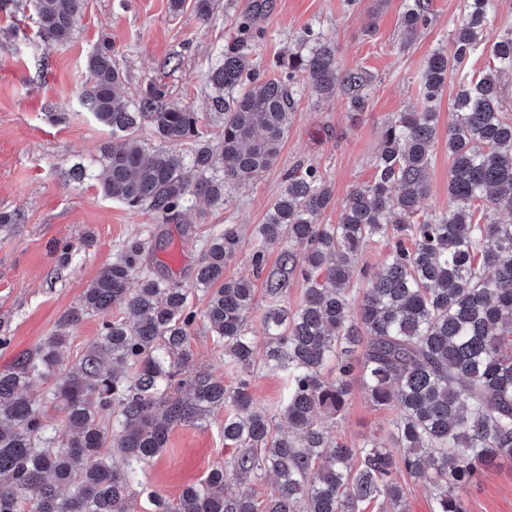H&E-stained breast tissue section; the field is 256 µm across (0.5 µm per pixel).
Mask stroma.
I'll use <instances>...</instances> for the list:
<instances>
[{
	"instance_id": "stroma-1",
	"label": "stroma",
	"mask_w": 512,
	"mask_h": 512,
	"mask_svg": "<svg viewBox=\"0 0 512 512\" xmlns=\"http://www.w3.org/2000/svg\"><path fill=\"white\" fill-rule=\"evenodd\" d=\"M406 0H277L262 19L263 35L252 48L260 69H272L296 48V38L335 44L339 64L361 69L371 79L369 108L351 112L342 97L300 96L293 124L275 164L250 186L234 191L221 206L189 213L184 224H162L148 210L106 198L100 189V147L110 130L85 108V58L104 39L124 77L129 98L150 82L164 80L168 102L207 109L205 75L221 58L234 34L245 0H221L213 19L201 22L192 4L172 13L169 0H82L73 38L62 48H46L36 34L33 13L20 8L0 16V211L17 212L21 223L0 230V369L47 339L65 311L77 305L101 268L131 244L141 243L144 260L161 277L191 285L192 271L206 240L224 225H237L243 243L228 261L226 277H249L251 234L285 186L288 170L318 167L332 188L321 223H337L354 187L374 179L375 156L385 124L422 104L420 69L436 49L450 47L464 0H430L427 26L407 38L401 24ZM27 39L15 38L16 30ZM456 79H449L437 106L438 139L431 155L425 213L448 207V127L455 120ZM86 171L71 181L73 166ZM72 245L68 264L57 261V241ZM207 297L197 292V317L190 348L197 368L233 385L224 372V353L214 345L203 316ZM391 410L375 406L361 385H353L332 432L349 444L388 442ZM232 454L224 446V414H209L195 426H178L166 448L146 466L135 488L131 512H153L150 497L176 502L189 484ZM468 512H512V459L496 460L461 491Z\"/></svg>"
}]
</instances>
